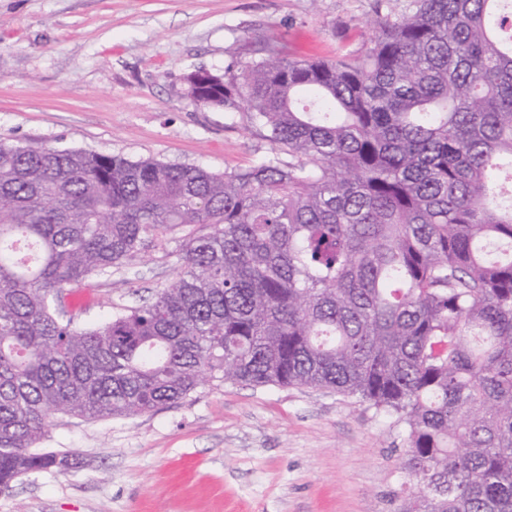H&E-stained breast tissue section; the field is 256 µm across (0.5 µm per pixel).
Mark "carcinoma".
Returning <instances> with one entry per match:
<instances>
[{
  "label": "carcinoma",
  "mask_w": 512,
  "mask_h": 512,
  "mask_svg": "<svg viewBox=\"0 0 512 512\" xmlns=\"http://www.w3.org/2000/svg\"><path fill=\"white\" fill-rule=\"evenodd\" d=\"M212 77L201 105L243 102L273 146L247 169L0 142V488L69 465L37 450L56 416L217 381L394 419L402 512H512V0H381L352 60ZM178 228L152 302L64 317Z\"/></svg>",
  "instance_id": "obj_1"
}]
</instances>
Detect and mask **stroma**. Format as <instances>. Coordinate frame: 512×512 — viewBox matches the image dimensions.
<instances>
[{
    "mask_svg": "<svg viewBox=\"0 0 512 512\" xmlns=\"http://www.w3.org/2000/svg\"><path fill=\"white\" fill-rule=\"evenodd\" d=\"M378 0H0V142L242 170L271 155L241 109L186 77L289 58L354 57ZM182 231L76 289L78 324L152 300ZM404 434L357 398L214 382L136 418L55 420L68 467L0 489V512H397Z\"/></svg>",
    "mask_w": 512,
    "mask_h": 512,
    "instance_id": "1",
    "label": "stroma"
}]
</instances>
